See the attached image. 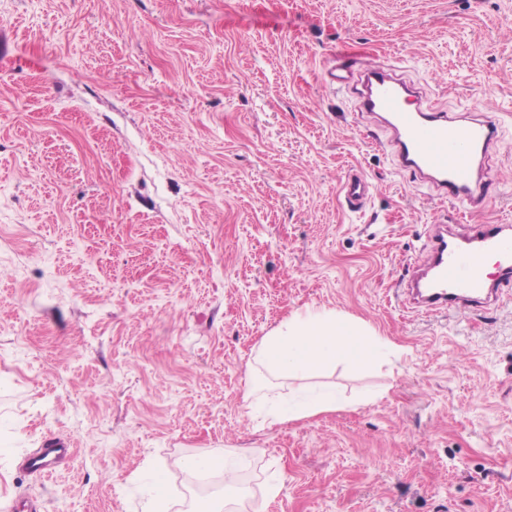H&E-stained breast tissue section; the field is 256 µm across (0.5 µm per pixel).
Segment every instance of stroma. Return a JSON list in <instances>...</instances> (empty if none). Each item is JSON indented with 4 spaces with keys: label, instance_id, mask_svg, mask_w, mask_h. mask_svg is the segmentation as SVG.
Masks as SVG:
<instances>
[{
    "label": "stroma",
    "instance_id": "obj_1",
    "mask_svg": "<svg viewBox=\"0 0 512 512\" xmlns=\"http://www.w3.org/2000/svg\"><path fill=\"white\" fill-rule=\"evenodd\" d=\"M340 52L496 110L490 217L512 224V0H0V512H143L156 465L187 512L185 462L215 448L247 451L246 512H512V288L403 305L429 224L475 227L324 83ZM306 308L403 355L251 374ZM252 383L338 406L269 425ZM50 436L71 453L46 477L26 459ZM340 190L348 207L359 208L370 198L372 186L363 174L351 170L341 180Z\"/></svg>",
    "mask_w": 512,
    "mask_h": 512
}]
</instances>
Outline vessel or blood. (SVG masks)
I'll list each match as a JSON object with an SVG mask.
<instances>
[{
    "instance_id": "1",
    "label": "vessel or blood",
    "mask_w": 512,
    "mask_h": 512,
    "mask_svg": "<svg viewBox=\"0 0 512 512\" xmlns=\"http://www.w3.org/2000/svg\"><path fill=\"white\" fill-rule=\"evenodd\" d=\"M327 83L354 89L359 111L377 119L389 132L398 166L413 176L416 185L428 187L433 197L462 203L465 216L481 219L480 231L471 235L453 233L440 220L431 225L430 248L415 267L408 301L433 311L466 310L496 300L500 288L512 285V225L484 219L495 201L485 159L498 141L496 115L486 111L471 117L449 116L391 68L370 60L357 65L337 62L328 72ZM340 190L348 207L358 208L369 199L372 186L352 170L342 179ZM491 253L503 258L492 277L484 273ZM69 451L68 443L47 439L29 458L28 466L40 474H52L56 462Z\"/></svg>"
}]
</instances>
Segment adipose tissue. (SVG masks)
Returning <instances> with one entry per match:
<instances>
[{
    "label": "adipose tissue",
    "mask_w": 512,
    "mask_h": 512,
    "mask_svg": "<svg viewBox=\"0 0 512 512\" xmlns=\"http://www.w3.org/2000/svg\"><path fill=\"white\" fill-rule=\"evenodd\" d=\"M389 345L359 321L336 313L295 312L262 338L255 360L269 373L293 378L338 363L356 368L379 364ZM330 390L304 394L287 406L270 405L272 422L288 423L335 410Z\"/></svg>",
    "instance_id": "ef3b65f1"
}]
</instances>
